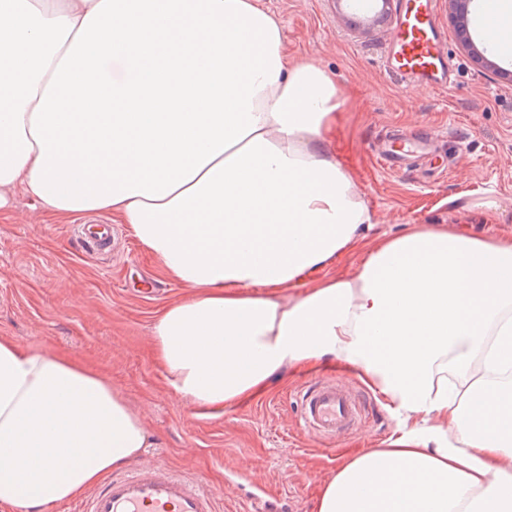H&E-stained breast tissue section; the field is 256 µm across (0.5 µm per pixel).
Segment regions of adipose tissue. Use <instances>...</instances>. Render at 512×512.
Wrapping results in <instances>:
<instances>
[{"mask_svg":"<svg viewBox=\"0 0 512 512\" xmlns=\"http://www.w3.org/2000/svg\"><path fill=\"white\" fill-rule=\"evenodd\" d=\"M344 103L256 0H0V207L128 225L190 291L152 346L196 407L331 360L379 393L395 439L315 512H512V235L370 237ZM148 441L96 373L0 340V505L47 512Z\"/></svg>","mask_w":512,"mask_h":512,"instance_id":"adipose-tissue-1","label":"adipose tissue"}]
</instances>
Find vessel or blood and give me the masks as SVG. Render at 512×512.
<instances>
[{"label": "vessel or blood", "instance_id": "1", "mask_svg": "<svg viewBox=\"0 0 512 512\" xmlns=\"http://www.w3.org/2000/svg\"><path fill=\"white\" fill-rule=\"evenodd\" d=\"M385 70L403 82L445 89L456 80L458 64L448 50L436 0H396ZM430 135L400 134L383 141L377 153L380 167L390 172L427 146ZM77 240L89 255L110 254L112 225L81 224ZM300 425L308 434L332 439L362 423L367 406L350 387L326 379L305 386L296 396ZM82 512H218V495L197 480L159 464L141 465L111 474L82 502Z\"/></svg>", "mask_w": 512, "mask_h": 512}]
</instances>
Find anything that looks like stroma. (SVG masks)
<instances>
[{
  "mask_svg": "<svg viewBox=\"0 0 512 512\" xmlns=\"http://www.w3.org/2000/svg\"><path fill=\"white\" fill-rule=\"evenodd\" d=\"M258 2L280 22L289 54L320 61L345 95L347 120L336 146L375 211L372 235H398L415 224L481 230L480 214L449 208L448 200L487 190L501 201L496 230L512 232V81L471 59L447 0H437V13L460 62L447 90L408 86L383 69L389 26L347 31L330 0ZM393 128L435 129L442 135L438 154L447 155L458 141L463 151L436 178L393 174L377 166L371 152ZM78 221L75 214H50L20 188L0 208V338L100 375L150 432L142 462L172 467L214 489L220 512H314L320 488L341 461L393 438L397 422L383 408L332 446L301 429L297 388L327 372L346 377L335 364L284 375L232 409L193 407L168 385L150 340L158 314L186 297L187 288L131 237L112 260L89 257L72 236ZM147 280L154 295L138 297Z\"/></svg>",
  "mask_w": 512,
  "mask_h": 512,
  "instance_id": "1",
  "label": "stroma"
}]
</instances>
